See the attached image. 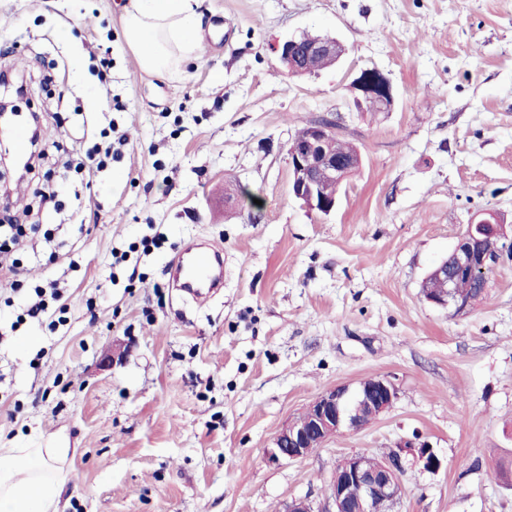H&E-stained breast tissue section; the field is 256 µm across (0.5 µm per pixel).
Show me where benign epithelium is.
Returning a JSON list of instances; mask_svg holds the SVG:
<instances>
[{
    "instance_id": "benign-epithelium-1",
    "label": "benign epithelium",
    "mask_w": 512,
    "mask_h": 512,
    "mask_svg": "<svg viewBox=\"0 0 512 512\" xmlns=\"http://www.w3.org/2000/svg\"><path fill=\"white\" fill-rule=\"evenodd\" d=\"M275 52L291 75L304 76L310 73V59L322 56L336 63L344 48L330 36L317 41L291 36L277 42ZM350 90L359 108L367 99L383 103L384 112L394 105L391 81L378 69L361 70ZM335 129L336 122L324 117L310 124L304 137L287 145L292 196L308 211L324 216L336 210L338 197L324 194L323 184H341L347 178L345 163L329 148ZM505 257L512 258V236L494 212H487L467 225L448 259L424 278L421 292L437 307L462 312L469 308L472 298L456 292L458 281L467 278L487 284V273ZM433 279L445 287H430ZM397 398L398 386L385 374L371 376L355 386L337 385L315 398L300 416L278 431L266 449V457L271 462L304 458L329 439L364 428L389 410ZM408 449L423 469L436 472L441 468L440 457L428 443L411 444ZM402 472L401 456L395 451L381 459L360 453L342 459L329 480L328 508L323 512H395L403 492Z\"/></svg>"
}]
</instances>
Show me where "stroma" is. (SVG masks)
<instances>
[{
	"instance_id": "obj_1",
	"label": "stroma",
	"mask_w": 512,
	"mask_h": 512,
	"mask_svg": "<svg viewBox=\"0 0 512 512\" xmlns=\"http://www.w3.org/2000/svg\"><path fill=\"white\" fill-rule=\"evenodd\" d=\"M125 2L0 0V71L25 72L47 151L17 188L18 223L42 227L11 252L22 289L0 271V446L69 449L62 512H281L325 508L343 458L422 440L443 465H406L397 512H512V261L467 311L421 294L473 218L512 225V0H199L204 30L231 31L162 75L126 43ZM301 33L338 38L340 65L290 75L273 45ZM367 68L391 111L352 109ZM324 116L363 165L319 216L287 145ZM200 240L224 249L202 306L168 268ZM49 279L54 326L23 316ZM377 374L389 411L268 461L319 394ZM350 90L353 103L362 111L367 99H376L383 103V112H388L394 105V93L390 79L378 69H364L352 80Z\"/></svg>"
}]
</instances>
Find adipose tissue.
Listing matches in <instances>:
<instances>
[{
    "label": "adipose tissue",
    "instance_id": "adipose-tissue-1",
    "mask_svg": "<svg viewBox=\"0 0 512 512\" xmlns=\"http://www.w3.org/2000/svg\"><path fill=\"white\" fill-rule=\"evenodd\" d=\"M198 0H126L123 36L141 68L162 73L198 59ZM65 448H0V512H58L66 483Z\"/></svg>",
    "mask_w": 512,
    "mask_h": 512
}]
</instances>
